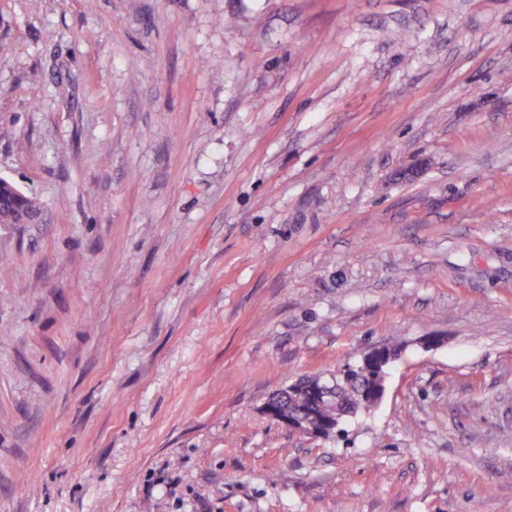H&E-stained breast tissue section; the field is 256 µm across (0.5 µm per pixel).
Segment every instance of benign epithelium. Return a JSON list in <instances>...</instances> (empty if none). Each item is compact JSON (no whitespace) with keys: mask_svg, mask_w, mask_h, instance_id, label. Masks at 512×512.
<instances>
[{"mask_svg":"<svg viewBox=\"0 0 512 512\" xmlns=\"http://www.w3.org/2000/svg\"><path fill=\"white\" fill-rule=\"evenodd\" d=\"M398 356V350L388 346H378L365 353L362 364L368 382L349 401L336 403L334 416L330 418L315 421L306 416V406L330 395L328 382L320 377L303 378L288 384V390H279L267 399L262 412L291 432L309 438L328 437L343 420L380 402L385 392L386 370Z\"/></svg>","mask_w":512,"mask_h":512,"instance_id":"obj_1","label":"benign epithelium"}]
</instances>
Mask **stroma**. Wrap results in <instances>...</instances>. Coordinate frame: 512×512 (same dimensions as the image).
Listing matches in <instances>:
<instances>
[{
	"label": "stroma",
	"mask_w": 512,
	"mask_h": 512,
	"mask_svg": "<svg viewBox=\"0 0 512 512\" xmlns=\"http://www.w3.org/2000/svg\"><path fill=\"white\" fill-rule=\"evenodd\" d=\"M0 178V512H512V0H0ZM24 199L30 201V206L25 211H21L18 204L20 200ZM0 200V224H17L22 212L37 210L33 201L25 196L19 188L2 178H0ZM399 356L396 348L378 346L365 353L362 364L368 382L353 395L356 388L355 380L339 383V396L349 399L348 402H336L334 416L314 421L306 416V406L323 396L331 395L327 389L328 381L321 377H309L288 384L287 391L278 390L272 394L262 406V412L269 419L281 423L290 432L309 438H325L330 436L339 424L355 416L361 409L373 407L382 399L385 392L386 370ZM288 404V410L284 407ZM289 408L297 410L289 414Z\"/></svg>",
	"instance_id": "35a3bbf8"
}]
</instances>
